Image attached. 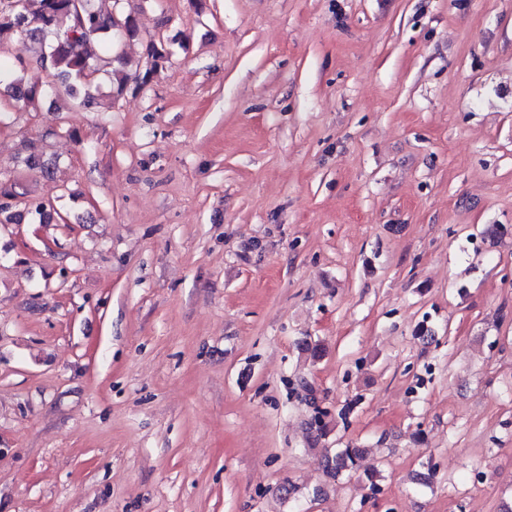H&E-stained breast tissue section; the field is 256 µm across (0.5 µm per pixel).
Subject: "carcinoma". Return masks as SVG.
<instances>
[{
  "mask_svg": "<svg viewBox=\"0 0 512 512\" xmlns=\"http://www.w3.org/2000/svg\"><path fill=\"white\" fill-rule=\"evenodd\" d=\"M126 0H113V9L103 10L96 0H82L76 12L72 0H0V40L19 33L34 45V56L48 60V74L27 77L29 67L19 65L14 71L0 67V86L7 87L17 100L34 102L52 86L55 93L64 92L80 106L94 104L100 91L95 82L98 75L112 77L116 93L128 88L141 89L154 72L168 60L166 44L150 42L144 66H131L119 51V43L137 33L135 15L124 11ZM24 165L45 176L53 173L54 162L45 156L36 142L25 146ZM57 214L50 203L29 199L25 210L0 203V224H20L32 215L40 224H50ZM366 449L347 446L325 451L324 473L331 479L354 468Z\"/></svg>",
  "mask_w": 512,
  "mask_h": 512,
  "instance_id": "obj_1",
  "label": "carcinoma"
}]
</instances>
